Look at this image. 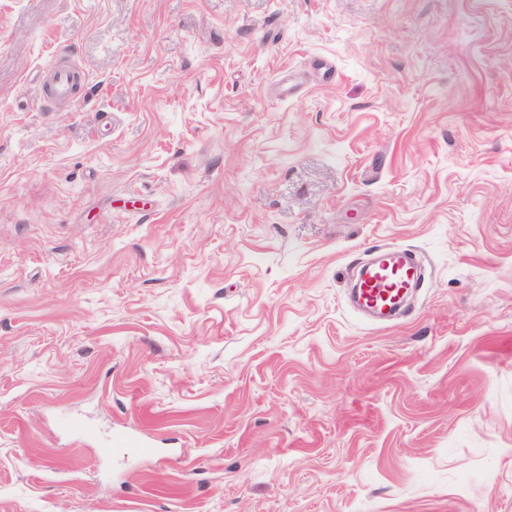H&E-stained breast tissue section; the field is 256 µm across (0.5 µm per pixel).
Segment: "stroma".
I'll return each instance as SVG.
<instances>
[{"instance_id": "stroma-1", "label": "stroma", "mask_w": 512, "mask_h": 512, "mask_svg": "<svg viewBox=\"0 0 512 512\" xmlns=\"http://www.w3.org/2000/svg\"><path fill=\"white\" fill-rule=\"evenodd\" d=\"M0 512H512V0H0ZM75 66L68 61L59 59L50 69L49 86L51 93L48 100L59 103L68 100L72 95ZM420 264L409 250L392 248L381 252L361 269L354 291L357 306L384 319H391L419 281ZM119 447L127 450V458L130 455L135 459L147 456L153 451L149 444L131 439L121 433H111L102 441L99 450L102 455L109 456Z\"/></svg>"}]
</instances>
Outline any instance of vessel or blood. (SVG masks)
Segmentation results:
<instances>
[{"label": "vessel or blood", "mask_w": 512, "mask_h": 512, "mask_svg": "<svg viewBox=\"0 0 512 512\" xmlns=\"http://www.w3.org/2000/svg\"><path fill=\"white\" fill-rule=\"evenodd\" d=\"M75 67L67 61H57L51 68L49 102L59 103L72 95ZM420 264L407 250L392 248L381 252L361 269L354 288L357 306L378 317L392 318L400 309L408 292L417 287ZM125 448L128 455L140 458L149 455V444L121 433L110 434L100 445L102 455H111L116 448Z\"/></svg>", "instance_id": "vessel-or-blood-1"}]
</instances>
